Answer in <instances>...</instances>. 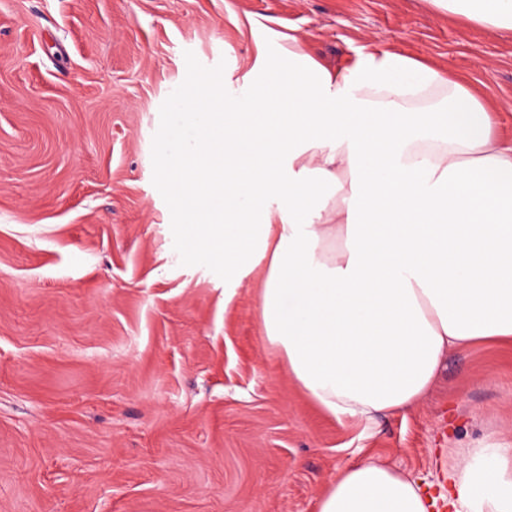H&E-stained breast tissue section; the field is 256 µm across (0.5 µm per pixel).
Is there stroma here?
<instances>
[{"label": "stroma", "mask_w": 512, "mask_h": 512, "mask_svg": "<svg viewBox=\"0 0 512 512\" xmlns=\"http://www.w3.org/2000/svg\"><path fill=\"white\" fill-rule=\"evenodd\" d=\"M335 69H446L512 141V34L430 0H0V512H315L364 456L435 482L512 441V346L450 352L406 412L337 418L263 340L255 268L191 249L157 169L250 28Z\"/></svg>", "instance_id": "obj_1"}]
</instances>
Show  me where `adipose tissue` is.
Here are the masks:
<instances>
[{"label": "adipose tissue", "mask_w": 512, "mask_h": 512, "mask_svg": "<svg viewBox=\"0 0 512 512\" xmlns=\"http://www.w3.org/2000/svg\"><path fill=\"white\" fill-rule=\"evenodd\" d=\"M512 33V0H432ZM257 78L219 99L225 78L187 85L202 114L187 152L158 171L193 248L237 278L265 274V341L325 412L400 413L431 388L445 356L512 342V144L443 68L392 50L333 70L298 36ZM449 88L444 109L405 101ZM437 491L372 456L337 469L316 512H512V441L450 465Z\"/></svg>", "instance_id": "obj_1"}]
</instances>
